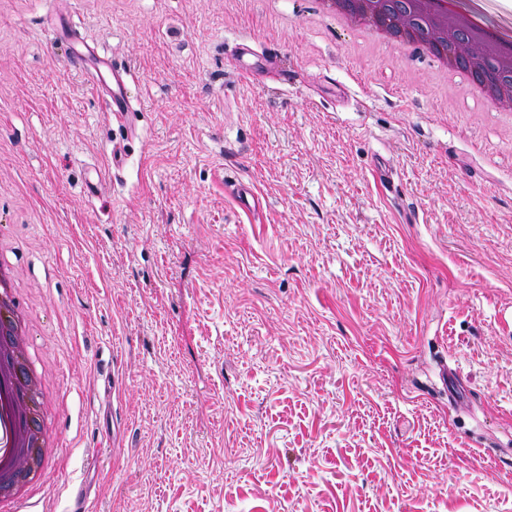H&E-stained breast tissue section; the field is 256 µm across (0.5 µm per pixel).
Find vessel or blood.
<instances>
[{
    "mask_svg": "<svg viewBox=\"0 0 512 512\" xmlns=\"http://www.w3.org/2000/svg\"><path fill=\"white\" fill-rule=\"evenodd\" d=\"M72 27L62 25L53 44L61 49L68 67L85 71L93 84L99 89L104 102L113 114L125 116L130 112L131 91L128 73L125 68L112 64L102 57H87L71 45ZM261 195L253 186L241 183L233 192V200L243 215L250 216L257 212Z\"/></svg>",
    "mask_w": 512,
    "mask_h": 512,
    "instance_id": "obj_1",
    "label": "vessel or blood"
}]
</instances>
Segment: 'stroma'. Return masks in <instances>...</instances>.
Returning a JSON list of instances; mask_svg holds the SVG:
<instances>
[{
    "label": "stroma",
    "mask_w": 512,
    "mask_h": 512,
    "mask_svg": "<svg viewBox=\"0 0 512 512\" xmlns=\"http://www.w3.org/2000/svg\"><path fill=\"white\" fill-rule=\"evenodd\" d=\"M69 19L130 122L54 58ZM460 82L315 0H0V217L60 442L15 512H512V130ZM260 192L246 183H239L233 192V200L248 219L257 212L260 205Z\"/></svg>",
    "instance_id": "35a3bbf8"
}]
</instances>
